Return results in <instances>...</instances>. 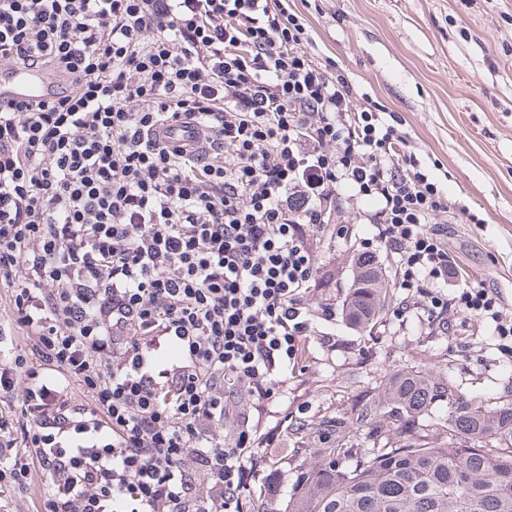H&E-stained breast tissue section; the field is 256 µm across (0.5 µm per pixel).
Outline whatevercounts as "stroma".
<instances>
[{
	"label": "stroma",
	"mask_w": 512,
	"mask_h": 512,
	"mask_svg": "<svg viewBox=\"0 0 512 512\" xmlns=\"http://www.w3.org/2000/svg\"><path fill=\"white\" fill-rule=\"evenodd\" d=\"M286 3L308 24V52L335 60L358 93L396 117L405 152L442 188L453 284L487 288L512 315V0ZM370 208L343 198L331 222L346 236L313 242L320 283L307 306L317 320L284 395L258 417L264 432L347 412L383 375L412 366L436 369L466 396L512 403V349L487 321L453 309L396 319L403 294L392 287V308L372 329L347 322L354 260L373 232L363 216ZM327 306L334 316L326 321Z\"/></svg>",
	"instance_id": "35a3bbf8"
}]
</instances>
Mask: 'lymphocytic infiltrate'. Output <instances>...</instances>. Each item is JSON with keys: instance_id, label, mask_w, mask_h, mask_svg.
<instances>
[{"instance_id": "lymphocytic-infiltrate-1", "label": "lymphocytic infiltrate", "mask_w": 512, "mask_h": 512, "mask_svg": "<svg viewBox=\"0 0 512 512\" xmlns=\"http://www.w3.org/2000/svg\"><path fill=\"white\" fill-rule=\"evenodd\" d=\"M310 42L278 0H0V69L56 80L51 102L0 107V494L276 504L283 439L241 407L280 398L305 355L309 235L345 194L373 203L396 288L512 338L492 292L447 294L437 183ZM178 124L198 146L158 137Z\"/></svg>"}]
</instances>
